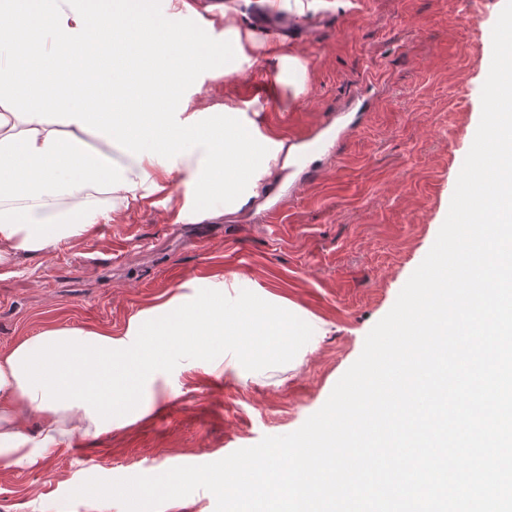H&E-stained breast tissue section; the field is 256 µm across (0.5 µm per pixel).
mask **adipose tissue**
Returning a JSON list of instances; mask_svg holds the SVG:
<instances>
[{
	"mask_svg": "<svg viewBox=\"0 0 512 512\" xmlns=\"http://www.w3.org/2000/svg\"><path fill=\"white\" fill-rule=\"evenodd\" d=\"M275 51L293 96L307 66L261 43L235 8L200 0H0V265L82 237L164 197L176 222L222 201L233 212L287 162L288 146L245 111L205 106L204 80L241 74ZM108 67H97L100 58ZM120 111L102 109V99ZM99 149H88L87 136ZM324 334L298 305L214 275L179 284L124 331L49 328L0 356V464L36 466L74 437L150 413L175 362L215 372L299 366ZM39 418L37 434L18 420Z\"/></svg>",
	"mask_w": 512,
	"mask_h": 512,
	"instance_id": "adipose-tissue-1",
	"label": "adipose tissue"
}]
</instances>
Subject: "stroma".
<instances>
[{"instance_id": "obj_1", "label": "stroma", "mask_w": 512, "mask_h": 512, "mask_svg": "<svg viewBox=\"0 0 512 512\" xmlns=\"http://www.w3.org/2000/svg\"><path fill=\"white\" fill-rule=\"evenodd\" d=\"M503 0L474 17L464 0H327L288 36L305 59V92L251 72L206 82L203 105L257 104L248 115L319 167L296 186L274 171L250 203L197 223L162 204L95 225L70 244L0 265V355L53 327L120 334L129 317L184 281L235 275L324 322L301 365L221 375L177 364L158 383L166 409L75 437L36 467H0V512H124L113 500L70 499L90 478L199 465L300 428L358 359L431 249L481 118L492 28Z\"/></svg>"}]
</instances>
